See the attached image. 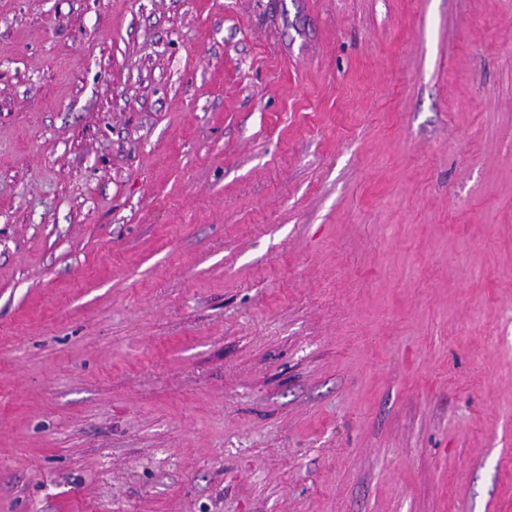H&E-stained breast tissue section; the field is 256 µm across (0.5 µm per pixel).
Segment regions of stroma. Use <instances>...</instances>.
Returning a JSON list of instances; mask_svg holds the SVG:
<instances>
[{
  "instance_id": "obj_1",
  "label": "stroma",
  "mask_w": 512,
  "mask_h": 512,
  "mask_svg": "<svg viewBox=\"0 0 512 512\" xmlns=\"http://www.w3.org/2000/svg\"><path fill=\"white\" fill-rule=\"evenodd\" d=\"M0 512H512V0H0Z\"/></svg>"
}]
</instances>
